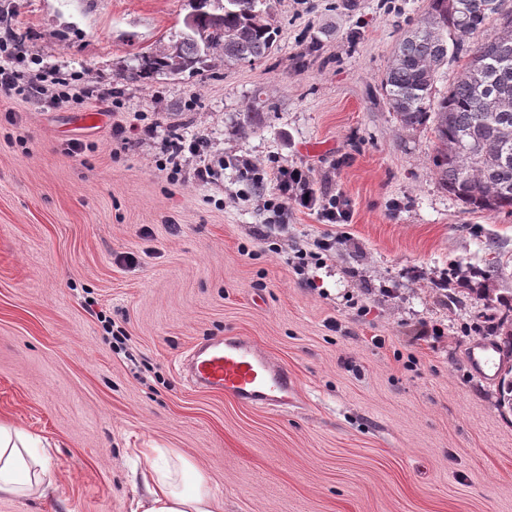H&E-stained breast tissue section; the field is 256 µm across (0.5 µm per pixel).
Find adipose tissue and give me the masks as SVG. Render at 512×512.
Returning a JSON list of instances; mask_svg holds the SVG:
<instances>
[{
  "label": "adipose tissue",
  "mask_w": 512,
  "mask_h": 512,
  "mask_svg": "<svg viewBox=\"0 0 512 512\" xmlns=\"http://www.w3.org/2000/svg\"><path fill=\"white\" fill-rule=\"evenodd\" d=\"M39 438L15 424L0 421V499L42 498L56 478L50 467L34 455ZM165 466L141 472L142 493L135 512H223L202 466L179 448H162Z\"/></svg>",
  "instance_id": "1"
}]
</instances>
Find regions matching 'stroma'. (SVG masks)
<instances>
[{"label":"stroma","mask_w":512,"mask_h":512,"mask_svg":"<svg viewBox=\"0 0 512 512\" xmlns=\"http://www.w3.org/2000/svg\"><path fill=\"white\" fill-rule=\"evenodd\" d=\"M267 5V58L124 82L181 39L193 0H0L29 68L116 87L125 121L206 136L224 160L210 183L172 182L152 142L117 151L107 103L0 101V417L40 437L57 485L0 512H132L131 470L150 464L133 451L153 447L195 456L224 512H512V306L481 298L512 296V213L449 196L433 131L401 129L381 88L428 0ZM246 161L312 168L350 222L275 219ZM324 238L326 264L288 262ZM496 257L505 274L485 277ZM214 336L288 368L292 405L194 388L187 356ZM476 346L497 353L488 376Z\"/></svg>","instance_id":"35a3bbf8"}]
</instances>
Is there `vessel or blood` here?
I'll list each match as a JSON object with an SVG mask.
<instances>
[{"label": "vessel or blood", "mask_w": 512, "mask_h": 512, "mask_svg": "<svg viewBox=\"0 0 512 512\" xmlns=\"http://www.w3.org/2000/svg\"><path fill=\"white\" fill-rule=\"evenodd\" d=\"M188 362L194 386L229 395L243 406L275 409L293 399L295 382L287 368L267 359L249 337L193 347Z\"/></svg>", "instance_id": "1"}]
</instances>
